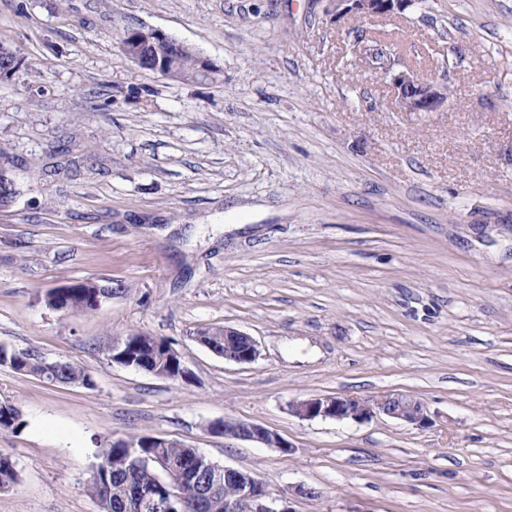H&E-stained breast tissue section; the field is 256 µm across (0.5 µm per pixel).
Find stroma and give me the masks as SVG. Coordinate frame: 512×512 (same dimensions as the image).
Listing matches in <instances>:
<instances>
[{"instance_id": "stroma-1", "label": "stroma", "mask_w": 512, "mask_h": 512, "mask_svg": "<svg viewBox=\"0 0 512 512\" xmlns=\"http://www.w3.org/2000/svg\"><path fill=\"white\" fill-rule=\"evenodd\" d=\"M209 60L174 80L116 23ZM387 36L444 112L398 111L356 29ZM0 344L85 366L91 387L0 366L16 486L0 512H102L101 449L162 437L254 473L293 512H512V0H418L335 18L326 0H0ZM94 280L92 311L46 293ZM231 326L255 363L198 330ZM132 332L191 374L113 362ZM421 399L431 427L303 420L313 395ZM260 424L282 452L214 433ZM138 36H135L132 40L127 38V31L126 26H123L122 28L116 27V37L118 40V44L125 43L124 46V52L125 57L129 59L131 62H133L135 65H137L140 69L151 71L155 74L159 75H166L164 68L158 63H152L150 61H147L144 57L149 58L150 56L154 55L156 52V48H153L151 46L145 47L142 51V54L144 57L140 55V53L135 50V46L138 45L140 42L147 40L152 42H166L171 45H174L175 47H180L182 43L178 42L176 39L162 33L158 30H148L144 28H135L131 27ZM133 42L132 47L128 45L127 43ZM135 44V45H134ZM201 341L210 346L224 360L238 364H251L257 361L260 351L257 342L246 333L224 326V331L206 330L199 334Z\"/></svg>"}]
</instances>
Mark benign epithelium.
Wrapping results in <instances>:
<instances>
[{"instance_id":"7a95c632","label":"benign epithelium","mask_w":512,"mask_h":512,"mask_svg":"<svg viewBox=\"0 0 512 512\" xmlns=\"http://www.w3.org/2000/svg\"><path fill=\"white\" fill-rule=\"evenodd\" d=\"M327 12L336 16L356 15L364 19L387 17L402 13L415 5V0H327ZM133 45H125V57L143 70L155 74H165L159 63L146 60L135 50V45L147 40L166 42L176 47L180 42L158 31L144 28L135 29ZM369 65L389 80L395 102L402 112H445L448 110V88L431 80L418 76L413 70L399 66L394 60H381L374 53L367 54ZM260 356L257 342L249 335L231 327H224V359L238 364H251ZM290 412L304 420L317 418L337 422H360L376 414L385 415L417 428L431 426L432 420L425 404L413 395L406 393H388L372 398H358L347 395L312 396L296 400L289 405ZM224 436L256 442L267 448H277L287 452L292 444L280 434L252 422L224 421ZM212 469L224 471V479L237 484V493L224 500V512H293L284 505L275 506L264 483L253 475L231 467L221 466L211 458H206ZM171 487L175 491L170 496L176 501H183L181 490L197 478L182 472L166 471Z\"/></svg>"}]
</instances>
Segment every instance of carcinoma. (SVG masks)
<instances>
[{
    "instance_id": "carcinoma-1",
    "label": "carcinoma",
    "mask_w": 512,
    "mask_h": 512,
    "mask_svg": "<svg viewBox=\"0 0 512 512\" xmlns=\"http://www.w3.org/2000/svg\"><path fill=\"white\" fill-rule=\"evenodd\" d=\"M172 74L182 80L207 79L209 75L201 71L196 54L185 47L173 52L169 58ZM49 300L57 299L58 311L82 313L95 310L98 305L91 297L88 288H70L66 298H61L56 290L46 294ZM201 341L210 346L218 356L224 354V331L206 330L199 334ZM118 362L139 370H148L155 363L172 375L182 374L180 357L172 351L170 343L155 336L131 333L120 338L114 353ZM47 358L29 348L16 350L0 346V365L17 372L30 375L42 374ZM48 382L62 385L90 386L88 370L76 363L58 364L56 377L45 376ZM22 425V414L18 407L0 403V430H15ZM200 456V451L180 443L166 448L156 447V437L150 435H130L112 440L101 450L95 465L91 489L103 505V512H167L161 504L168 497L166 469L188 468ZM207 484L206 494L193 496L192 487L185 489L188 497L196 500L193 512H224V499L236 494L237 487L224 481V473L210 472L201 475ZM18 481L15 464L7 456L0 455V490L10 489Z\"/></svg>"
}]
</instances>
